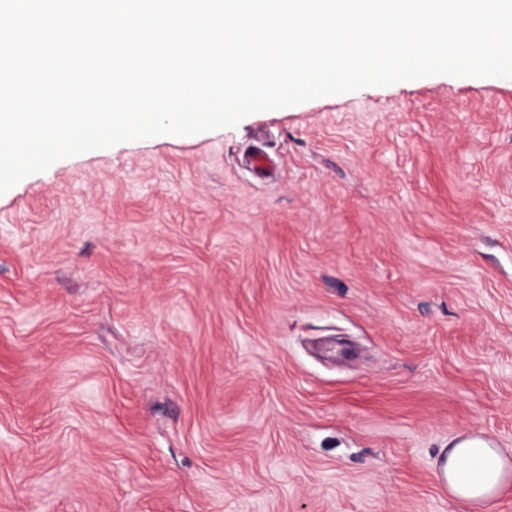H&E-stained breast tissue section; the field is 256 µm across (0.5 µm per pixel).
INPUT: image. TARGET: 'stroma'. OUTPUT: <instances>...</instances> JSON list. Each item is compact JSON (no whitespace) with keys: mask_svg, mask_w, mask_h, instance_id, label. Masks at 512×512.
Instances as JSON below:
<instances>
[{"mask_svg":"<svg viewBox=\"0 0 512 512\" xmlns=\"http://www.w3.org/2000/svg\"><path fill=\"white\" fill-rule=\"evenodd\" d=\"M468 431L512 449V79L318 98L0 195V512H461L433 469Z\"/></svg>","mask_w":512,"mask_h":512,"instance_id":"1","label":"stroma"}]
</instances>
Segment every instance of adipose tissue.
<instances>
[{
  "label": "adipose tissue",
  "instance_id": "1",
  "mask_svg": "<svg viewBox=\"0 0 512 512\" xmlns=\"http://www.w3.org/2000/svg\"><path fill=\"white\" fill-rule=\"evenodd\" d=\"M442 476L452 498L468 512H490L512 482V456L481 441L452 442Z\"/></svg>",
  "mask_w": 512,
  "mask_h": 512
}]
</instances>
